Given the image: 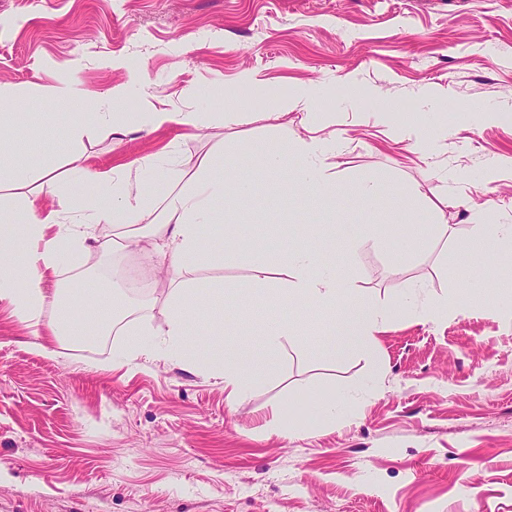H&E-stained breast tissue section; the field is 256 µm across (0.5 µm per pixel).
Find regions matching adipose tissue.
Here are the masks:
<instances>
[{
    "mask_svg": "<svg viewBox=\"0 0 512 512\" xmlns=\"http://www.w3.org/2000/svg\"><path fill=\"white\" fill-rule=\"evenodd\" d=\"M112 111L95 116L96 124L109 129L112 134H126L128 126L144 125L159 128L167 124L199 126L197 113L152 109L144 112L126 111L124 87H114L110 93ZM336 152L335 134L313 128L309 138H297L286 144L284 151L265 156L261 163L264 174L274 175L299 157L305 162L300 173L304 186L314 188L317 197H325L335 189L326 173V161ZM146 180H112L92 172L88 180L94 187L93 197H76V206L89 212L88 224H65L58 212L35 208L33 201L25 198L16 203L0 206V302H6L13 314L29 326H39L45 308L57 310L50 329L56 336H80L84 330L75 316L90 312L94 324L92 334L102 335L128 317V310L120 308L106 293L81 296L77 302L63 304L60 291H48L44 286L47 274L57 272L63 255L62 245L74 249L84 248L92 236L93 224H117L122 228L117 238L102 240L98 248L103 252H125L141 244L155 247L158 262L187 268L200 254H207L212 265L224 264V242L228 239L249 237L246 224H223L215 219L214 198L235 192L241 198L254 192V185L247 180L234 182L218 177L210 158H202L193 169L174 175L155 164H148ZM19 225L30 247L23 263H16L12 248L13 235L2 229V222ZM284 264L289 272L275 296L299 305L335 310L338 300L348 296L352 282L341 281L331 267L321 262L313 253L299 250L286 256ZM218 285L189 278L172 290L169 312L162 342L151 343L139 332H130L124 347L128 360L154 352L170 359L184 358L190 344L188 316L190 310L205 303L219 293ZM464 300L451 294L440 303L419 305L405 302L394 306L364 302L352 309L354 320L347 344L348 350L359 351L379 343L383 333L398 312H406L421 319H432L463 308Z\"/></svg>",
    "mask_w": 512,
    "mask_h": 512,
    "instance_id": "obj_1",
    "label": "adipose tissue"
}]
</instances>
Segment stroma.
<instances>
[{
  "label": "stroma",
  "instance_id": "obj_1",
  "mask_svg": "<svg viewBox=\"0 0 512 512\" xmlns=\"http://www.w3.org/2000/svg\"><path fill=\"white\" fill-rule=\"evenodd\" d=\"M244 71L269 98L239 89ZM0 84L14 91L1 106L36 97L51 114L42 126L19 113L0 153L25 170L21 193L71 222L84 219L71 201L89 191L87 171L140 177L156 156L178 168L212 154L217 173L254 182V198L213 208L260 228L274 273L306 249L353 282L355 303L468 293L463 267L490 285L463 312L399 316L360 353L343 350L341 304L302 311L270 348L279 309L254 316L230 294L249 275L245 251L225 249L220 268L204 255L168 268L143 291L123 276L130 264L152 272L140 252H65L46 288L107 282L118 299L148 297L131 321L150 336L180 281L224 284L223 346L202 335L200 306L193 359L128 366L119 336L57 339L0 304V512H512V257L469 255L473 225H512V0H0ZM308 84L320 87L308 111H284ZM120 85L131 106L207 124L63 140L76 116L52 88L104 112ZM426 86L437 100H422ZM316 124L336 132V191L313 201L293 181L300 160L276 183L259 159ZM410 127L437 136L436 153L416 152ZM49 170L53 194L41 190ZM368 179L379 184L370 201L357 192ZM435 209L447 233L399 261L406 226ZM304 224H378L383 239L347 256ZM223 356L263 377L242 400L209 373ZM334 385L349 397L328 421L315 406Z\"/></svg>",
  "mask_w": 512,
  "mask_h": 512
}]
</instances>
